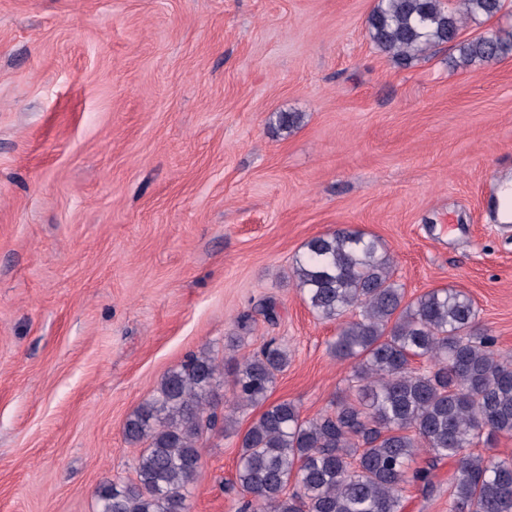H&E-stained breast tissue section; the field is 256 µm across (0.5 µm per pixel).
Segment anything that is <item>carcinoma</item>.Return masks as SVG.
Listing matches in <instances>:
<instances>
[{"mask_svg":"<svg viewBox=\"0 0 512 512\" xmlns=\"http://www.w3.org/2000/svg\"><path fill=\"white\" fill-rule=\"evenodd\" d=\"M504 0H378L368 18L371 42L408 66L453 42L462 16H496ZM456 64H488L512 51V34L457 44ZM384 244L360 230L315 236L295 259L293 277L309 310L339 321L329 352L351 363L349 393L333 408L301 418L291 401L267 407L239 437L237 481L251 499L244 512H402L405 485L427 478L412 468L426 453L450 459L449 512H512V456L468 451L480 439L512 436V358L477 328L470 297L434 289L405 301ZM418 358L425 369L411 366ZM289 363L267 341L234 370L230 413L217 415L218 358L189 354L126 420L139 455L136 478L101 480L97 512H188L200 467L198 442L232 412L264 402Z\"/></svg>","mask_w":512,"mask_h":512,"instance_id":"cac0c4a2","label":"carcinoma"}]
</instances>
